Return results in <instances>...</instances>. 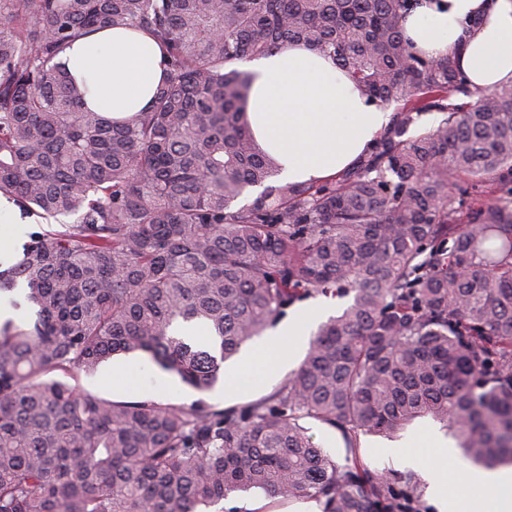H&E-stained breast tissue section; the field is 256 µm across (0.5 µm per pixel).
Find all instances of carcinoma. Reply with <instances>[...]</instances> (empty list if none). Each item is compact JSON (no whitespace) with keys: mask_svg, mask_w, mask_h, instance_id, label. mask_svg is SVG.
Segmentation results:
<instances>
[{"mask_svg":"<svg viewBox=\"0 0 512 512\" xmlns=\"http://www.w3.org/2000/svg\"><path fill=\"white\" fill-rule=\"evenodd\" d=\"M411 2L0 0V196L78 215L0 270V292L34 308L0 323V512H203L251 489L414 512L415 474L370 470L357 435L423 416L475 462L512 465V85L474 90L451 59L411 52ZM103 27L167 52L151 108L119 125L58 61ZM287 42L395 107L319 183H272L244 121L236 63ZM424 112L444 118L407 136ZM329 292L351 301L241 405L112 401L52 377L141 352L207 393L288 307ZM306 420L342 434L347 464Z\"/></svg>","mask_w":512,"mask_h":512,"instance_id":"obj_1","label":"carcinoma"}]
</instances>
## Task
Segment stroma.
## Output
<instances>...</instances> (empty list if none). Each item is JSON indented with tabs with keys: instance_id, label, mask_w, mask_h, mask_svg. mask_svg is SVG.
Returning <instances> with one entry per match:
<instances>
[{
	"instance_id": "stroma-1",
	"label": "stroma",
	"mask_w": 512,
	"mask_h": 512,
	"mask_svg": "<svg viewBox=\"0 0 512 512\" xmlns=\"http://www.w3.org/2000/svg\"><path fill=\"white\" fill-rule=\"evenodd\" d=\"M346 304V299L330 294L316 295L289 307L285 312L286 317L301 318L302 329L290 343L287 366L269 371L256 379H247L246 383L236 385L230 392L226 391L224 384L220 383L206 395H199L196 390L183 383L177 375L160 370L145 354L115 356L102 363L94 372L79 373L74 377L73 382L81 389L114 401L154 400L187 407L202 397L220 408L239 405L269 394L298 368L308 348L310 335L317 327L316 321L305 319L306 310L326 307L331 314L335 315ZM132 364L139 365L144 371L137 382L119 388L105 384L104 377L108 372Z\"/></svg>"
}]
</instances>
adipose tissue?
Listing matches in <instances>:
<instances>
[{
    "label": "adipose tissue",
    "mask_w": 512,
    "mask_h": 512,
    "mask_svg": "<svg viewBox=\"0 0 512 512\" xmlns=\"http://www.w3.org/2000/svg\"><path fill=\"white\" fill-rule=\"evenodd\" d=\"M402 32L417 53L451 58L473 87L512 85V0H415ZM62 60L85 88L86 106L115 120L146 110L166 72L158 42L132 29L104 28L77 39ZM238 67L251 76L246 103L251 133L285 181L336 175L368 153L392 119L331 57L305 46L283 45ZM298 330V322L283 323L228 373L230 383L285 364L284 342ZM420 439L432 448V461L422 460L409 442L386 454L422 472L438 512H512V468L474 470L462 482L448 438L427 429Z\"/></svg>",
    "instance_id": "obj_1"
}]
</instances>
